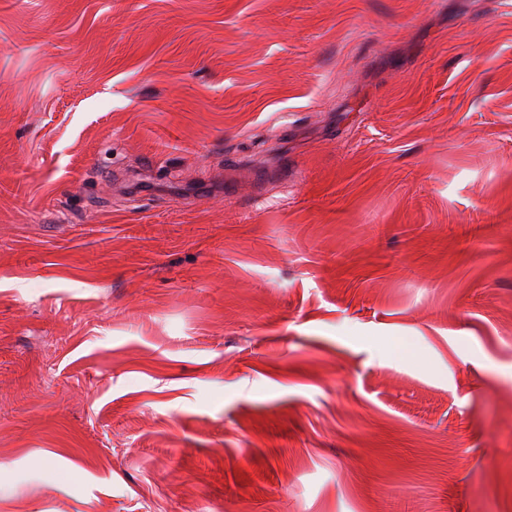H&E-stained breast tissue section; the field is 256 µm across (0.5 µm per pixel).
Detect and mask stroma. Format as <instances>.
<instances>
[{"instance_id":"1","label":"stroma","mask_w":512,"mask_h":512,"mask_svg":"<svg viewBox=\"0 0 512 512\" xmlns=\"http://www.w3.org/2000/svg\"><path fill=\"white\" fill-rule=\"evenodd\" d=\"M0 512H512L504 0H0Z\"/></svg>"}]
</instances>
